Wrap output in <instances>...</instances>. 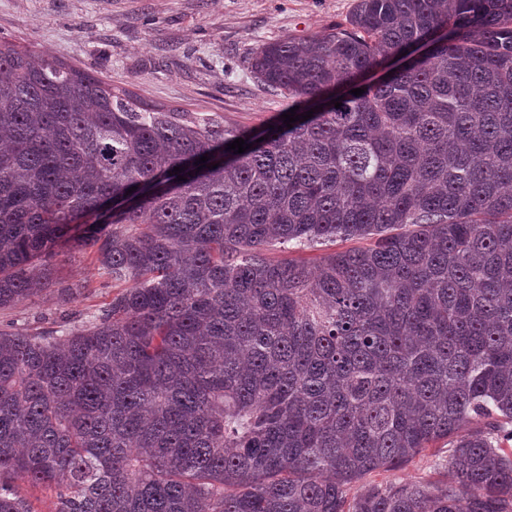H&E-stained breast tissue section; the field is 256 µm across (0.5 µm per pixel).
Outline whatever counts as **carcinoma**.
<instances>
[{"label":"carcinoma","mask_w":512,"mask_h":512,"mask_svg":"<svg viewBox=\"0 0 512 512\" xmlns=\"http://www.w3.org/2000/svg\"><path fill=\"white\" fill-rule=\"evenodd\" d=\"M251 68L313 116L229 129L0 37V308L73 301L65 248L120 288L0 329V512H512V0H358ZM441 440L446 483L349 497ZM369 241H336L314 249H295L288 246L286 248H274L268 252L269 256L274 260H290V259H306L314 260L315 258L332 251H341L351 247H365Z\"/></svg>","instance_id":"carcinoma-1"}]
</instances>
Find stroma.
<instances>
[{
	"mask_svg": "<svg viewBox=\"0 0 512 512\" xmlns=\"http://www.w3.org/2000/svg\"><path fill=\"white\" fill-rule=\"evenodd\" d=\"M356 0H0V36L89 70L143 101L220 116L226 127L258 128L284 108L249 64L253 50L285 37L347 26ZM59 278L77 287L72 310L91 312L114 289L89 251L62 250ZM60 314L39 296L0 309V327L49 328ZM448 447L436 443L377 483H442Z\"/></svg>",
	"mask_w": 512,
	"mask_h": 512,
	"instance_id": "stroma-1",
	"label": "stroma"
}]
</instances>
